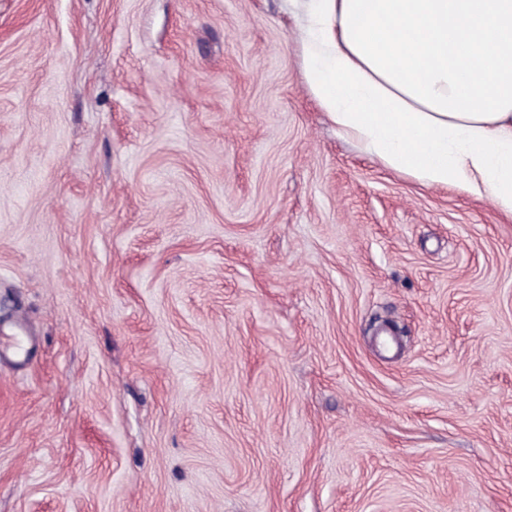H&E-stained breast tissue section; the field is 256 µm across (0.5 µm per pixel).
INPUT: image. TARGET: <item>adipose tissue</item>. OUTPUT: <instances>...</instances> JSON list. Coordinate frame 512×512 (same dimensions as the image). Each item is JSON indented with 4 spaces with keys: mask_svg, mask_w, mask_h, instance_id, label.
<instances>
[{
    "mask_svg": "<svg viewBox=\"0 0 512 512\" xmlns=\"http://www.w3.org/2000/svg\"><path fill=\"white\" fill-rule=\"evenodd\" d=\"M337 135L512 215V0H285Z\"/></svg>",
    "mask_w": 512,
    "mask_h": 512,
    "instance_id": "1",
    "label": "adipose tissue"
}]
</instances>
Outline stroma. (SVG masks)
<instances>
[{"label":"stroma","instance_id":"obj_1","mask_svg":"<svg viewBox=\"0 0 512 512\" xmlns=\"http://www.w3.org/2000/svg\"><path fill=\"white\" fill-rule=\"evenodd\" d=\"M0 512H512V217L283 0H0Z\"/></svg>","mask_w":512,"mask_h":512}]
</instances>
